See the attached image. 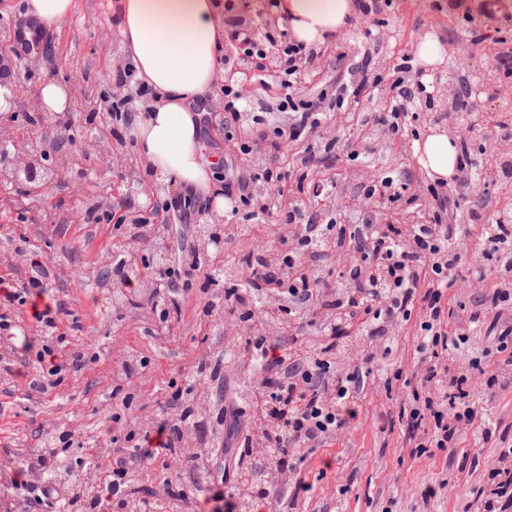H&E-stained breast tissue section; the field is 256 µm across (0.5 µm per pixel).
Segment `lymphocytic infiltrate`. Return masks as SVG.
Masks as SVG:
<instances>
[{
	"instance_id": "f902f5d3",
	"label": "lymphocytic infiltrate",
	"mask_w": 512,
	"mask_h": 512,
	"mask_svg": "<svg viewBox=\"0 0 512 512\" xmlns=\"http://www.w3.org/2000/svg\"><path fill=\"white\" fill-rule=\"evenodd\" d=\"M482 231L498 267L511 274L512 217L496 216L483 225ZM347 235L342 224L306 225L304 234L282 259L288 294L296 303L313 307L319 303L313 289L316 279L304 263V256L320 255L331 243L337 251H345ZM452 236L451 225L443 223L438 212L429 224H416L408 230L398 224H387L374 232L362 245L361 262L351 273L352 295L330 303L336 311V322L329 327L330 341L323 348V357L304 363L289 353L273 356L266 337L247 339V350L260 361L265 372L256 388L255 402L268 419L265 439L269 447L283 452L346 425L342 409L360 388V372L337 378L331 398L322 383L327 355L335 353L350 328L376 336L385 323L410 320L418 309L423 313L420 328L426 336L418 345V352L448 344L442 330L448 313L440 300L443 289L455 285L461 265L460 254L448 245ZM448 384L453 391L447 405L427 398L408 415L409 426L414 430L421 426L424 417L433 418L429 440L433 448L454 447L475 422L476 413L469 405L468 392L461 388V379L449 378Z\"/></svg>"
}]
</instances>
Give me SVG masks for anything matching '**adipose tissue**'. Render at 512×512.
I'll return each instance as SVG.
<instances>
[{
  "label": "adipose tissue",
  "mask_w": 512,
  "mask_h": 512,
  "mask_svg": "<svg viewBox=\"0 0 512 512\" xmlns=\"http://www.w3.org/2000/svg\"><path fill=\"white\" fill-rule=\"evenodd\" d=\"M43 31L64 30L78 0H22ZM289 40L322 47L342 33L359 10L357 0H278ZM120 47L138 81L155 93L150 109L129 129L138 175L210 199L216 213L231 202L217 178L216 163L202 140L203 104L224 78L222 0H117ZM414 155L426 174L449 180L457 170L456 138L436 126L415 142Z\"/></svg>",
  "instance_id": "ef3b65f1"
}]
</instances>
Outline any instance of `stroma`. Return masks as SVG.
I'll use <instances>...</instances> for the list:
<instances>
[{"label": "stroma", "instance_id": "1", "mask_svg": "<svg viewBox=\"0 0 512 512\" xmlns=\"http://www.w3.org/2000/svg\"><path fill=\"white\" fill-rule=\"evenodd\" d=\"M277 0H224L228 38H235L265 19L275 17ZM485 0H372L371 13L351 30L311 51L295 89L300 103H322L343 85L365 78L378 81L358 102L329 109L320 128L335 134L338 113L358 116L384 111L393 96L392 75L402 56L414 55L420 37L436 30L448 56L436 71L413 66L414 76H427L434 86H463L471 96L467 110L443 112L440 103L416 95L413 120L385 139H371L353 150L340 141L337 153L306 163L313 135L275 144L269 125L252 120L233 122L224 112V94L206 105L203 137L207 156L218 161L224 193L234 199L232 211L216 219L203 200L179 211L155 210L156 199H171L170 189L143 196L131 188L126 171L114 168L82 139L63 136L64 125L81 127L89 113L112 109L115 76L125 61L112 27V0H79L70 27L52 39V64L32 75H20L14 107L0 113V126L13 127L33 151L62 159L48 188L39 184H0V247L21 250L22 262L0 259V315L15 327L0 335V455L13 465L0 470V512L24 503L26 512H62L66 492L87 472L99 475L96 493L110 500L113 454L127 444L150 448L153 456L139 466L138 487L171 483L188 495L182 512H216L218 492H235L241 512H484L478 488L488 486L492 471L512 470V454L498 441L464 434L455 447L413 451L428 439L431 423L410 433L400 421V404L413 392L442 399L446 384H422L426 365L416 346L419 317L388 325L384 335L350 331L331 356L326 381L364 370L359 391L348 407L353 418L344 428L295 450L293 469L279 470L264 448L261 413L255 407L258 367L244 350L248 337L262 334L282 346L307 351L326 341V307H298L289 328L258 320L241 321L223 310L207 311L209 300L225 291L246 288V258L262 253L272 271H279L283 241L295 225L286 212L300 211L303 221L336 219L352 232L388 221L411 225L430 219L433 179L413 156L412 145L434 125L468 138L469 148L483 161L474 194L457 195L453 210L454 241L465 264H478L483 276L462 273L442 298L450 315L444 330L461 337L457 348L440 357L441 367L467 375L470 400L478 418H490L512 434V365L498 349V330L512 327V310L487 311L483 325L469 330V317L480 300L501 288L503 280L482 254L481 226L512 207V177H503L498 161L504 125L512 126V77L504 75L502 58L512 56V11H486ZM280 61H264L265 86L250 81L243 53L232 52L224 78L244 87L253 112H276L283 97ZM56 79L67 84L76 102L65 119H24L37 87ZM306 168L304 182L291 179L276 186L280 216L262 218L253 204L240 202L241 190L255 192L256 172L267 167ZM393 177L395 199L365 198L366 184ZM160 228L162 253L142 249L141 274L155 276L160 267L185 268L201 253L215 256L223 269L219 285H194L174 293L148 297L109 284L105 271L115 247L129 243L132 220ZM222 221L220 246L202 250L198 229ZM49 269L41 287H29L35 266ZM311 268L327 299L348 294L349 263L335 250L324 252ZM23 291V303L6 294ZM57 312V331L45 336L36 312ZM61 366L60 376L49 375ZM200 400L206 410L200 431L184 427L199 440L205 461L197 469L164 470L165 449L174 436L167 420L171 395ZM58 497L46 498L44 486ZM436 495L425 498L428 488Z\"/></svg>", "mask_w": 512, "mask_h": 512}]
</instances>
